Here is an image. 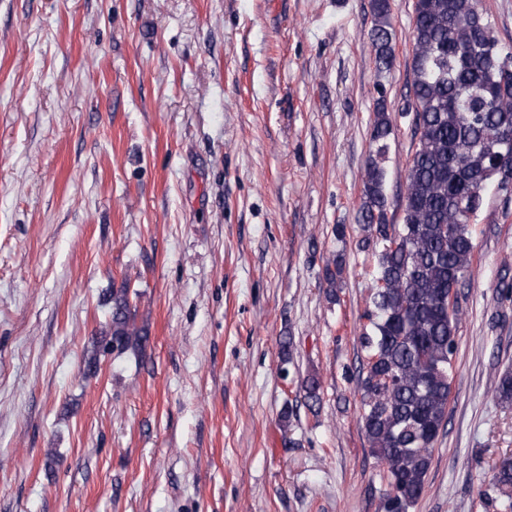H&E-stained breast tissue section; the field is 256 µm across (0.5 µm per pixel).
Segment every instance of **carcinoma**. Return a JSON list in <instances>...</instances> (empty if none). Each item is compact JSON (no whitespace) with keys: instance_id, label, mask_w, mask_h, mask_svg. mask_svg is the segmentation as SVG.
<instances>
[{"instance_id":"obj_1","label":"carcinoma","mask_w":512,"mask_h":512,"mask_svg":"<svg viewBox=\"0 0 512 512\" xmlns=\"http://www.w3.org/2000/svg\"><path fill=\"white\" fill-rule=\"evenodd\" d=\"M370 43L379 71L395 62L389 0H372ZM410 102L414 151L405 172L401 215L388 206L384 162L395 135L384 88L370 126L359 247L374 258L372 285L359 336L365 353L359 420L372 455L384 466L380 512H409L423 493L435 442L445 426L461 320L451 292L472 268L470 220L485 191L512 176V150L500 148L512 129V54L503 53L478 0H415ZM342 255L322 269L336 296ZM111 319L93 337L85 360L96 372L108 352L139 353L149 341L136 322L129 289L114 288ZM303 398L320 404V381L303 382ZM512 404V372L495 387ZM501 512H512V457L494 468Z\"/></svg>"}]
</instances>
